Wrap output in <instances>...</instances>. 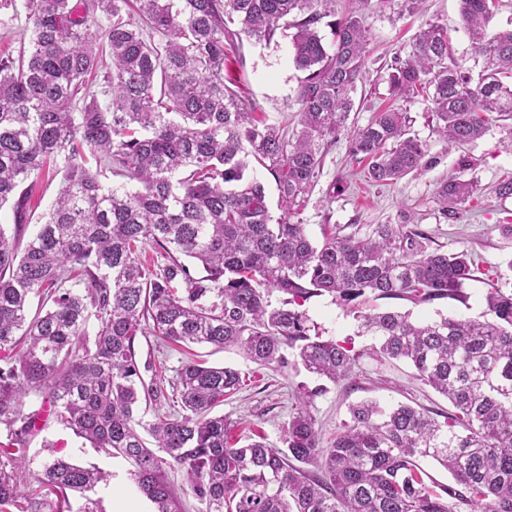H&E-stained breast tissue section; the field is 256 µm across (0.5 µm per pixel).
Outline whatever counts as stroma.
I'll list each match as a JSON object with an SVG mask.
<instances>
[{
    "label": "stroma",
    "instance_id": "1",
    "mask_svg": "<svg viewBox=\"0 0 512 512\" xmlns=\"http://www.w3.org/2000/svg\"><path fill=\"white\" fill-rule=\"evenodd\" d=\"M429 21L447 28L454 60L472 76H479L482 60L475 55L462 27L459 0H426L419 9L406 6L405 0H387L383 5L372 0L365 11L367 54L363 79L353 94L354 110L347 122L351 128L362 126L384 108L405 109L413 119L414 133L427 144L426 170L394 184L368 182L362 164L350 157L346 138H338L328 145L321 175L297 219L315 239L331 224L340 228L352 224L363 228L408 224L425 229L445 251L468 250L478 270L464 286L465 302L436 300L415 305L405 300H370L366 306L407 311L416 320L441 314L475 317L484 310L490 288H512V269L507 266L512 260V198H497L492 191L498 181L512 175V148L502 142L499 129L494 126L482 139L462 150H448L433 130L427 101L418 98L408 102L391 94L388 75L393 59L409 54L416 33ZM298 78L292 64L291 39L280 33L267 44L243 41L224 62L225 81L252 97L261 112L275 123L295 118ZM463 154L475 159V167L459 170V157ZM456 172L475 181L479 192L461 210L458 219L450 221L441 213L437 187ZM304 308L327 337L351 342L355 350L361 351L362 357L348 381L326 384L304 370L262 368L235 351L210 345L164 347L153 336L138 338L137 357L151 363L167 394L172 391L177 370L194 356H202L212 366L238 369L244 379L242 389L225 399L215 412L237 421L238 433H248L252 428L262 431L273 446L279 445L282 430L298 408V396L303 392L311 395L308 407L319 423L325 446L348 421L350 405L360 401L371 400L385 408L401 402L416 403L437 414L451 411L448 399L423 384L408 363L381 361L373 356L372 337L359 334L352 314L330 296L312 298ZM50 443L55 446V455L108 473V481L98 484L94 492L104 512H114L120 499L140 507L141 512H149L148 501L129 479L130 466L125 460L92 448L54 420H46L28 444L31 469H39L50 453L46 450Z\"/></svg>",
    "mask_w": 512,
    "mask_h": 512
}]
</instances>
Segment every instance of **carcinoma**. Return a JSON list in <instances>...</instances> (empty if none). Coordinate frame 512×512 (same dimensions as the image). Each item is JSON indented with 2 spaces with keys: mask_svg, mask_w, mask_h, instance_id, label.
Instances as JSON below:
<instances>
[{
  "mask_svg": "<svg viewBox=\"0 0 512 512\" xmlns=\"http://www.w3.org/2000/svg\"><path fill=\"white\" fill-rule=\"evenodd\" d=\"M23 0L28 45L0 57V512H101L88 496L105 475L63 457L29 469L27 444L44 409L56 422L131 466L153 512H184L169 473H183L201 512H512V289L493 288L474 318L416 322L408 312L359 309L369 297L463 301L475 270L466 250L431 248L425 231L377 224L313 240L306 225L274 217L250 161L273 178L284 212L305 203L326 147L347 129L366 51L364 10L349 0ZM501 0H459L483 70L474 83L453 62L448 32L430 23L397 58L390 90L425 92L435 132L450 149L497 124L512 147V19L491 30ZM292 30L303 74L295 128L258 114L224 83L226 50ZM102 78L101 101L90 82ZM409 113L376 112L347 134L365 175L394 184L424 171L427 146ZM57 164L61 188L38 231L23 240L34 180ZM109 172L124 180L106 186ZM476 184L439 183L453 220ZM154 249L156 261L140 254ZM329 294L373 337L380 359L406 360L454 412L440 422L410 404L373 401L321 446L301 397L281 446L252 435L229 445L232 421L212 414L241 387L231 366L190 362L173 382L177 408L154 410L135 340L232 348L264 367H291L334 384L361 353L325 338L301 307ZM39 306L29 314L32 298ZM97 327L89 332L90 318ZM154 440L146 445L142 433ZM454 484L431 489L419 460Z\"/></svg>",
  "mask_w": 512,
  "mask_h": 512,
  "instance_id": "1",
  "label": "carcinoma"
}]
</instances>
